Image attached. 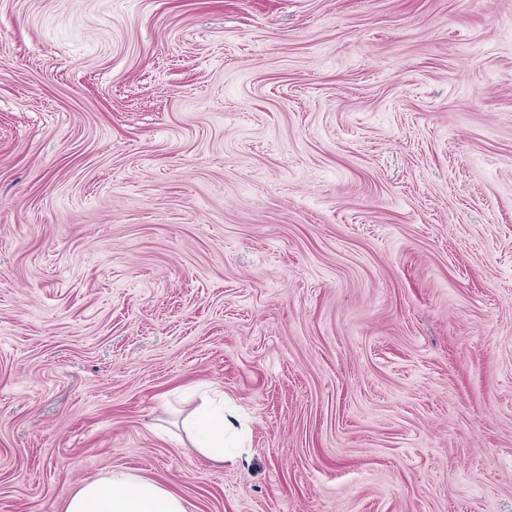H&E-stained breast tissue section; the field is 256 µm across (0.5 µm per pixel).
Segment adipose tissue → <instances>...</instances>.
Segmentation results:
<instances>
[{
  "instance_id": "1",
  "label": "adipose tissue",
  "mask_w": 512,
  "mask_h": 512,
  "mask_svg": "<svg viewBox=\"0 0 512 512\" xmlns=\"http://www.w3.org/2000/svg\"><path fill=\"white\" fill-rule=\"evenodd\" d=\"M191 447L200 455L223 463L224 449L240 440L243 428L237 416L220 407H207L187 421ZM64 512H187L179 495L164 484L124 470L78 484L69 494Z\"/></svg>"
}]
</instances>
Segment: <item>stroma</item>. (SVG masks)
Listing matches in <instances>:
<instances>
[{
	"instance_id": "1",
	"label": "stroma",
	"mask_w": 512,
	"mask_h": 512,
	"mask_svg": "<svg viewBox=\"0 0 512 512\" xmlns=\"http://www.w3.org/2000/svg\"><path fill=\"white\" fill-rule=\"evenodd\" d=\"M113 469L512 512V0H0V512ZM243 427L237 416L224 413V402L220 407H207L193 414L187 421L186 432L191 447L200 455L219 464L224 457L232 455L224 446L232 447L242 438Z\"/></svg>"
}]
</instances>
